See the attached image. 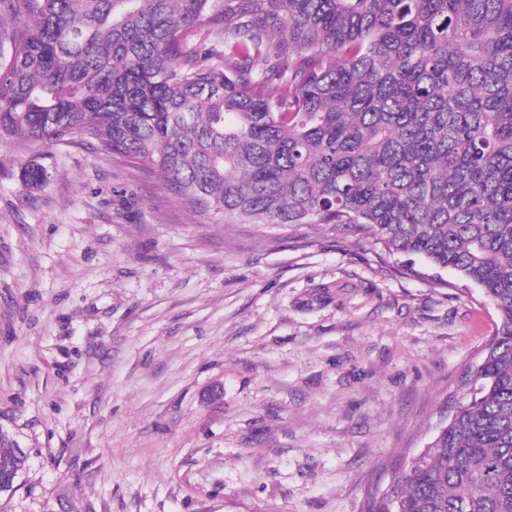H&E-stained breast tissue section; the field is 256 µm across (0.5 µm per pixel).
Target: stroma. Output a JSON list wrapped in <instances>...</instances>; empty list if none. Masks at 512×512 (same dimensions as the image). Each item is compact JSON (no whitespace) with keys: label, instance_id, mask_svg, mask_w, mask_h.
Wrapping results in <instances>:
<instances>
[{"label":"stroma","instance_id":"obj_1","mask_svg":"<svg viewBox=\"0 0 512 512\" xmlns=\"http://www.w3.org/2000/svg\"><path fill=\"white\" fill-rule=\"evenodd\" d=\"M443 277L351 231L213 223L87 145L0 141V433L26 454L0 512H365L496 330Z\"/></svg>","mask_w":512,"mask_h":512}]
</instances>
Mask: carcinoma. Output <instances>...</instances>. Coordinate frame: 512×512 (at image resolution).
<instances>
[{"label": "carcinoma", "instance_id": "obj_1", "mask_svg": "<svg viewBox=\"0 0 512 512\" xmlns=\"http://www.w3.org/2000/svg\"><path fill=\"white\" fill-rule=\"evenodd\" d=\"M0 140L81 142L216 222L353 229L496 310L365 512H512V0H0ZM33 190L47 180L22 168ZM119 214L138 202L112 195ZM25 465L0 435V468Z\"/></svg>", "mask_w": 512, "mask_h": 512}]
</instances>
